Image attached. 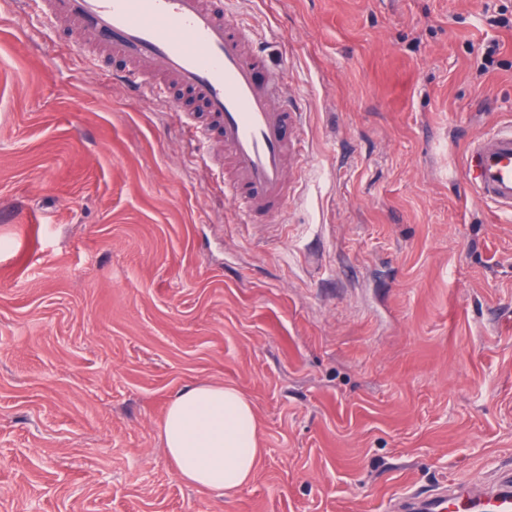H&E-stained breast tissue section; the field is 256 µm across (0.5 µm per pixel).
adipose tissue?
<instances>
[{
  "instance_id": "obj_1",
  "label": "adipose tissue",
  "mask_w": 512,
  "mask_h": 512,
  "mask_svg": "<svg viewBox=\"0 0 512 512\" xmlns=\"http://www.w3.org/2000/svg\"><path fill=\"white\" fill-rule=\"evenodd\" d=\"M162 439L181 480L189 485L224 494L254 476L257 419L236 387L202 382L181 389L168 404Z\"/></svg>"
}]
</instances>
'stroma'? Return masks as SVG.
Returning <instances> with one entry per match:
<instances>
[{"mask_svg": "<svg viewBox=\"0 0 512 512\" xmlns=\"http://www.w3.org/2000/svg\"><path fill=\"white\" fill-rule=\"evenodd\" d=\"M229 6L280 50L315 160L254 224L216 143L0 0V512H386L512 470V220L455 175L512 121V29L485 21L512 0ZM492 40L511 67L482 75ZM201 381L256 412L230 494L164 449Z\"/></svg>", "mask_w": 512, "mask_h": 512, "instance_id": "obj_1", "label": "stroma"}]
</instances>
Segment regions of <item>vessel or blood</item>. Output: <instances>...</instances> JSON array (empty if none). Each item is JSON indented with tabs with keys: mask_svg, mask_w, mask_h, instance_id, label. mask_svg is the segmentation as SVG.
Instances as JSON below:
<instances>
[{
	"mask_svg": "<svg viewBox=\"0 0 512 512\" xmlns=\"http://www.w3.org/2000/svg\"><path fill=\"white\" fill-rule=\"evenodd\" d=\"M51 29L68 24L83 39L125 61L114 79L134 92L166 98L165 79L189 91L209 123L190 122L197 140L218 134L235 175L224 195L240 223L281 210L306 180V114L287 102L286 72L248 51L250 33L228 18L224 0H27ZM460 173L470 195L512 217V123L467 137ZM512 512V473L473 492L463 484L402 494L392 512Z\"/></svg>",
	"mask_w": 512,
	"mask_h": 512,
	"instance_id": "obj_1",
	"label": "vessel or blood"
}]
</instances>
